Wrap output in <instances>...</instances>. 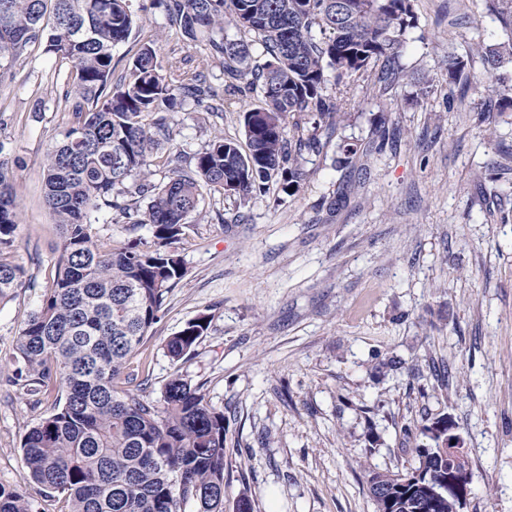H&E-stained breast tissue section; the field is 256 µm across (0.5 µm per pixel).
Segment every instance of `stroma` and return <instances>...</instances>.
I'll list each match as a JSON object with an SVG mask.
<instances>
[{
  "label": "stroma",
  "instance_id": "obj_1",
  "mask_svg": "<svg viewBox=\"0 0 512 512\" xmlns=\"http://www.w3.org/2000/svg\"><path fill=\"white\" fill-rule=\"evenodd\" d=\"M143 19L113 58L143 43L160 59L193 60L208 33L186 38L163 8L133 0ZM418 25L404 79L356 83L346 115L283 203L203 192L177 250L185 276L169 293L140 359L160 400L174 371L224 412V503L252 512H376L369 474L415 465L421 429L451 417L472 472L466 512H512V112L478 122L483 85L449 91L448 59L482 65L472 48L503 39L481 0H415ZM434 91L422 98L418 90ZM66 70L42 46L0 69V148L21 160L13 189L19 226L10 259L22 288L0 301V485L26 492L35 512H67L36 485L21 441L49 402L7 384L13 338L52 283L60 229L45 201L42 162L68 125ZM176 149L194 154L216 132L240 133L236 111L199 121L172 113ZM359 152L335 167L336 143ZM242 222H234V215ZM104 248L135 237L114 212L94 214ZM212 317L193 356L174 367L166 340L198 314ZM395 356L400 368H383Z\"/></svg>",
  "mask_w": 512,
  "mask_h": 512
}]
</instances>
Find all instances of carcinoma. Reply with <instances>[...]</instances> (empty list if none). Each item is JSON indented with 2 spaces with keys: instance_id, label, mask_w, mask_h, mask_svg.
I'll return each instance as SVG.
<instances>
[{
  "instance_id": "carcinoma-1",
  "label": "carcinoma",
  "mask_w": 512,
  "mask_h": 512,
  "mask_svg": "<svg viewBox=\"0 0 512 512\" xmlns=\"http://www.w3.org/2000/svg\"><path fill=\"white\" fill-rule=\"evenodd\" d=\"M173 24L193 40L207 30L210 58L193 69L168 65L150 44L114 78L113 48L137 23L132 0H0V63L30 43L69 67L66 94H75L71 126L45 154L46 200L62 230L61 253L42 304L14 338L22 367L6 382L25 379L30 395L57 388L48 411L26 433L23 461L32 478L62 495L69 512H224V411L176 372L161 399L145 392L149 373L133 365L168 293L185 275L175 244L201 189L247 200L275 184L298 191L299 162L321 137L331 138L344 114L351 81L373 71L380 82L401 77L415 0H159ZM507 39L479 44L487 90L495 103L473 110L481 123L512 110V0H481ZM236 29L229 37L224 25ZM263 62L252 64L254 46ZM220 59L229 87L260 90L238 109L245 143L214 136L189 161L167 159V180L148 181L153 156L172 140L168 113L186 101L198 114L217 110L220 89L206 84L209 59ZM467 62L448 61V85L468 86ZM0 158V299L22 287L23 270L6 257L18 228L9 164ZM146 206H141V201ZM110 209L136 213L134 227L151 239L103 251L91 217ZM202 313L168 338L173 365L186 361L209 330ZM415 466L371 472L394 484L396 501L375 497L376 512H457L454 497L430 503L424 478L448 473V452L434 439L416 446ZM0 512H32L28 499L0 486Z\"/></svg>"
}]
</instances>
